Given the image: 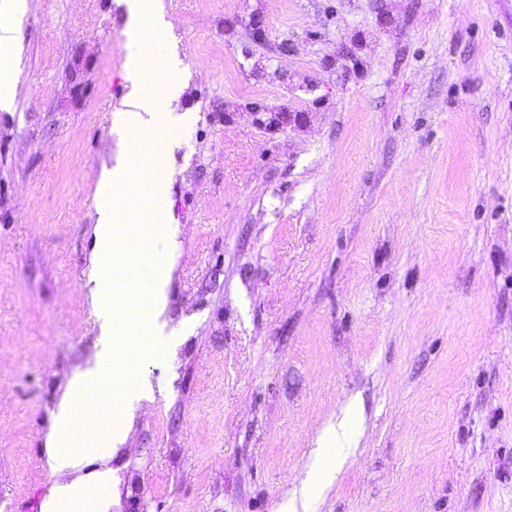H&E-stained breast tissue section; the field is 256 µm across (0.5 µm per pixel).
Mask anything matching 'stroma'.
Wrapping results in <instances>:
<instances>
[{"label":"stroma","mask_w":512,"mask_h":512,"mask_svg":"<svg viewBox=\"0 0 512 512\" xmlns=\"http://www.w3.org/2000/svg\"><path fill=\"white\" fill-rule=\"evenodd\" d=\"M192 75L172 323L112 512H278L349 401L316 512H512V0H164ZM112 0H28L0 111V512L100 349L93 193L130 90ZM305 112L268 131L254 107ZM233 113L225 123V113Z\"/></svg>","instance_id":"obj_1"}]
</instances>
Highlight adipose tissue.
Wrapping results in <instances>:
<instances>
[{"instance_id":"ef3b65f1","label":"adipose tissue","mask_w":512,"mask_h":512,"mask_svg":"<svg viewBox=\"0 0 512 512\" xmlns=\"http://www.w3.org/2000/svg\"><path fill=\"white\" fill-rule=\"evenodd\" d=\"M123 17L125 33L134 39L144 31L158 34L170 79L165 97L173 104L190 85L180 67L179 39L165 18L161 0H114ZM152 52L139 49L124 63L131 92L112 113L113 125L123 129H166L193 121L189 112H158L145 85ZM168 139L165 150L129 162L118 159L102 172L95 188L97 220L87 287L93 307L108 311L100 326L102 348L91 366L75 371L52 417L45 448L51 467L71 472L70 480L56 484L42 512H110L113 474L107 463L123 441L129 420L120 395L133 391L151 394L140 371L142 365L173 351L180 329L168 319V285L171 257L178 248L177 224L170 213L169 193L173 172L168 154L177 148ZM85 406L76 419L74 402ZM94 429L90 452L105 461L104 469L73 474L72 441L78 425Z\"/></svg>"}]
</instances>
